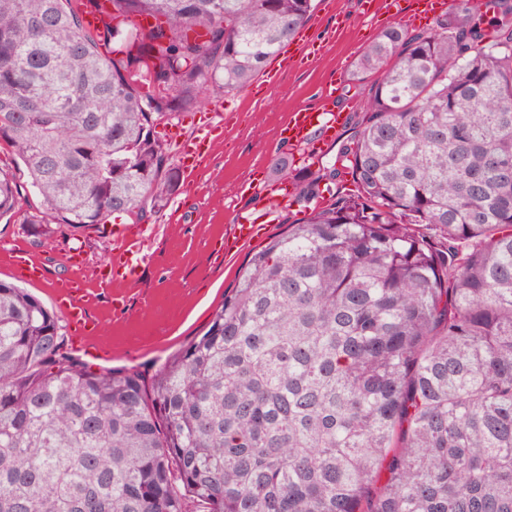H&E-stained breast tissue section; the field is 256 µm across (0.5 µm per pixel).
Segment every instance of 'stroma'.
Listing matches in <instances>:
<instances>
[{
	"label": "stroma",
	"mask_w": 512,
	"mask_h": 512,
	"mask_svg": "<svg viewBox=\"0 0 512 512\" xmlns=\"http://www.w3.org/2000/svg\"><path fill=\"white\" fill-rule=\"evenodd\" d=\"M314 12L322 18L320 26L309 30L315 39H323L326 28L340 16L346 20V30L312 66L288 71L279 83L258 93L246 87L223 96L208 91L201 94L199 107L221 103L236 110L239 117L228 127L226 143L214 147L197 180L180 184L159 212L140 222L148 240L147 260L138 279L118 285L110 294L90 290L86 303L99 324L95 343L102 350L101 358L91 361L92 369L133 371L151 381L172 355L205 330L225 293L236 285L251 253L304 215L301 203L288 200L265 219L257 237L232 254H224L221 244L231 234L238 214L262 213L261 195L240 196V185L259 168L272 177L294 180L332 165L359 129L373 80L368 77L354 82L349 74L379 30L362 16L359 0H336L335 8L319 5ZM331 80L337 87L336 104L347 114L346 123L336 139L324 145L318 160L297 161L295 150L280 140L279 129L289 112L314 106L321 86ZM37 207V199L27 194L21 213L0 217V279L26 288L55 310L59 301L53 284L68 271L65 257L70 248L81 246V275L92 281L98 268L111 262L115 249L111 233L124 222H109L104 235L88 229L76 235L60 231L36 239L28 235L22 221ZM22 249L42 263L45 280H28L23 266L16 262ZM116 295L126 300L125 310L119 313L112 310Z\"/></svg>",
	"instance_id": "35a3bbf8"
}]
</instances>
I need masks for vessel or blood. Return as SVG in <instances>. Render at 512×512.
Returning a JSON list of instances; mask_svg holds the SVG:
<instances>
[{
	"label": "vessel or blood",
	"instance_id": "1",
	"mask_svg": "<svg viewBox=\"0 0 512 512\" xmlns=\"http://www.w3.org/2000/svg\"><path fill=\"white\" fill-rule=\"evenodd\" d=\"M448 0H361L364 17L380 22L400 21L412 27H424L448 10ZM322 44L300 38L292 54L279 58L276 65L270 66L264 75L265 83L277 82L282 70L289 63H299L318 56ZM336 89L333 84H325L317 106L300 107L290 112L282 124L279 137L298 150H308L316 142L335 138L337 131L345 123V116L336 106ZM223 122L201 121L198 134L181 144L180 164L184 181H192L200 168L207 163L213 145L223 140ZM144 235L135 233L119 238V248L114 252L109 270H98L94 286L101 291H109L120 280H132L144 261L142 249ZM56 288L62 298V313L69 323L80 325L85 335H96L98 325L87 313L84 302L86 290L76 278L57 280Z\"/></svg>",
	"mask_w": 512,
	"mask_h": 512
}]
</instances>
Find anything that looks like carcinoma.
<instances>
[{
	"label": "carcinoma",
	"instance_id": "1",
	"mask_svg": "<svg viewBox=\"0 0 512 512\" xmlns=\"http://www.w3.org/2000/svg\"><path fill=\"white\" fill-rule=\"evenodd\" d=\"M312 10L0 0L29 232L160 210L180 171L157 127L250 83ZM373 72L336 158L357 193L253 253L150 387L73 358L60 316L0 280V512H512V0L388 26L351 79ZM20 202L0 169V217Z\"/></svg>",
	"mask_w": 512,
	"mask_h": 512
}]
</instances>
